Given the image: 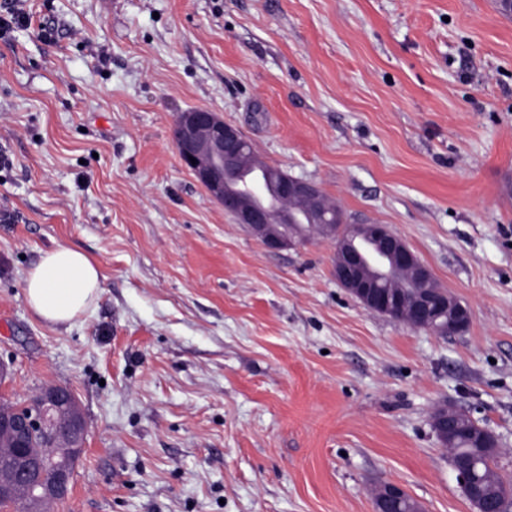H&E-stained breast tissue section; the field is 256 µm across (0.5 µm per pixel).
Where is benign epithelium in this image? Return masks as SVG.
Segmentation results:
<instances>
[{
  "instance_id": "7a95c632",
  "label": "benign epithelium",
  "mask_w": 512,
  "mask_h": 512,
  "mask_svg": "<svg viewBox=\"0 0 512 512\" xmlns=\"http://www.w3.org/2000/svg\"><path fill=\"white\" fill-rule=\"evenodd\" d=\"M173 139L182 162L210 196L268 250L291 248L298 236L313 229L335 243L336 280L368 310L444 338L468 328L469 308L433 281L429 270L387 225L340 224L323 209L317 186L272 165L263 169L264 188L300 201L302 208L288 211L263 206L257 193L240 184L252 144L218 113H180ZM461 421L455 408L435 411L431 427L440 447L447 448L456 441L462 432ZM0 432L21 452L17 462L0 470V494L20 500L24 512H42L45 503L68 496L87 440L83 412L69 388L48 386L38 392L35 402L16 405L7 413L0 411ZM472 440L476 448L498 451L497 437L485 427L477 426ZM46 465L54 471L53 481L34 486L33 474ZM455 472L475 512H501L472 462L457 461ZM406 497L401 486L385 484L375 495L374 512H399Z\"/></svg>"
}]
</instances>
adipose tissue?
<instances>
[{"label":"adipose tissue","mask_w":512,"mask_h":512,"mask_svg":"<svg viewBox=\"0 0 512 512\" xmlns=\"http://www.w3.org/2000/svg\"><path fill=\"white\" fill-rule=\"evenodd\" d=\"M102 271L93 259L66 244L45 252L24 277L25 298L32 311L51 324H67L99 299Z\"/></svg>","instance_id":"ef3b65f1"}]
</instances>
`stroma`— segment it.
I'll return each instance as SVG.
<instances>
[{"label":"stroma","instance_id":"obj_1","mask_svg":"<svg viewBox=\"0 0 512 512\" xmlns=\"http://www.w3.org/2000/svg\"><path fill=\"white\" fill-rule=\"evenodd\" d=\"M0 39V359L68 387L87 447L53 512H474L430 426L468 412L512 478V15L496 0H28ZM52 28L42 38L40 26ZM208 109L352 221L401 237L472 318L365 309L312 236L269 251L180 160ZM104 275L79 320L23 279ZM103 279L99 265L87 254L70 245L58 244L26 273L25 298L42 320L67 324L96 303ZM407 497L405 490L397 484H384L381 486L374 498L375 512H424L422 504L412 498V505L409 509L402 510L400 505Z\"/></svg>","mask_w":512,"mask_h":512}]
</instances>
